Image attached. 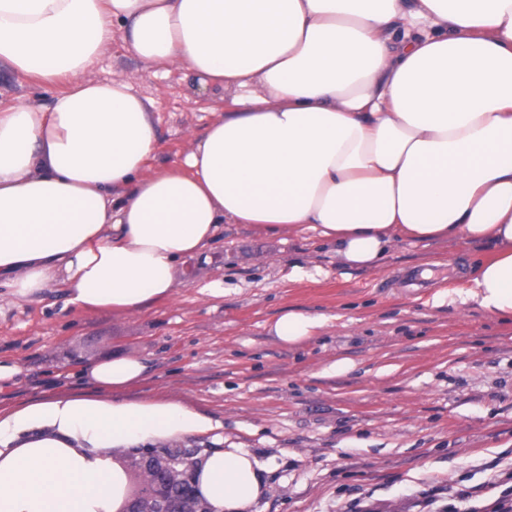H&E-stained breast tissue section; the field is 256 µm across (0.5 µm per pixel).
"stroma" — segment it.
<instances>
[{"instance_id": "obj_1", "label": "stroma", "mask_w": 512, "mask_h": 512, "mask_svg": "<svg viewBox=\"0 0 512 512\" xmlns=\"http://www.w3.org/2000/svg\"><path fill=\"white\" fill-rule=\"evenodd\" d=\"M90 79H123L153 103L157 164L180 159L222 89L201 91L183 64L153 73L116 38ZM66 88L0 64V104L49 106ZM486 244L397 241L374 269L342 265L333 242L225 225L209 261L190 260L169 299L131 314L66 307L54 286L30 301L0 288V360L21 376L0 406L55 395L57 375L134 355L146 382L206 408L218 431L183 448H240L264 470L257 512H452L459 491L483 506L512 495V318L466 299ZM455 266L425 288L397 274ZM223 288L204 298L200 287ZM289 310L325 318L297 345L272 327Z\"/></svg>"}]
</instances>
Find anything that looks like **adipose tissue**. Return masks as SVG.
Returning a JSON list of instances; mask_svg holds the SVG:
<instances>
[{"instance_id":"adipose-tissue-1","label":"adipose tissue","mask_w":512,"mask_h":512,"mask_svg":"<svg viewBox=\"0 0 512 512\" xmlns=\"http://www.w3.org/2000/svg\"><path fill=\"white\" fill-rule=\"evenodd\" d=\"M151 68L231 92L183 159L152 168L151 102L87 79L116 36ZM0 61L68 87L0 109V288L133 313L167 299L225 224L310 232L350 267L396 240L489 245L466 286L512 316V0H0ZM323 318L289 311L298 344ZM135 356L88 364V389L0 408V512H118L119 453L206 436L208 410L124 392ZM210 512H252L257 461L207 452Z\"/></svg>"}]
</instances>
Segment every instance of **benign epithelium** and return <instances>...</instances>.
<instances>
[{
    "instance_id": "obj_1",
    "label": "benign epithelium",
    "mask_w": 512,
    "mask_h": 512,
    "mask_svg": "<svg viewBox=\"0 0 512 512\" xmlns=\"http://www.w3.org/2000/svg\"><path fill=\"white\" fill-rule=\"evenodd\" d=\"M184 451L135 448L130 466L141 477L119 512H207L198 497L194 472L180 469Z\"/></svg>"
}]
</instances>
